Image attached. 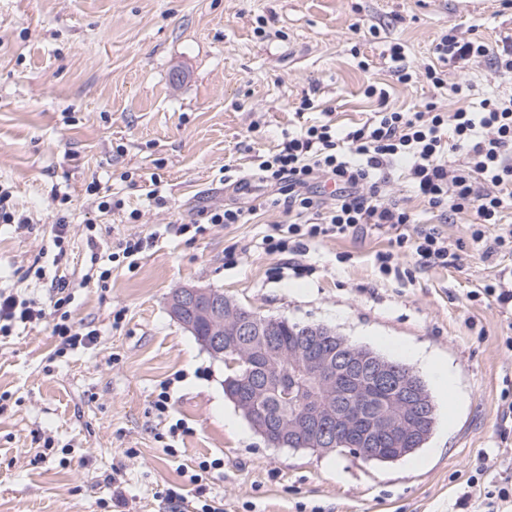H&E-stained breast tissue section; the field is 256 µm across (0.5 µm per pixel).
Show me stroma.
I'll use <instances>...</instances> for the list:
<instances>
[{"mask_svg": "<svg viewBox=\"0 0 512 512\" xmlns=\"http://www.w3.org/2000/svg\"><path fill=\"white\" fill-rule=\"evenodd\" d=\"M455 25L499 46L512 38V6L0 0V185L31 219L24 229L0 224V289L47 307L54 276L66 277L74 325L99 331L96 343L61 356L45 322L0 338V512H113L117 490L123 512H199L213 500L223 512H461L456 499L477 466L497 477L501 392L512 380L501 339L512 334V311L469 295L512 273V252L487 261L465 243L454 265L423 272L402 256L385 275L376 254L386 236H330L301 256L270 254L262 241L289 216L252 208L276 191L254 174L259 156L302 126L328 121L344 132L380 106L429 100L452 111L451 86L465 77L471 106L503 90L485 64H447L440 90L399 79L393 44L417 68ZM370 86L386 99L368 96ZM307 98L314 106L301 110ZM92 182L123 209L98 211L86 192ZM224 204L242 208L243 222L178 233ZM63 216L67 255L58 263L52 226ZM130 235L154 238L137 266L114 268L105 285L91 278V266L108 264ZM231 246L237 261L228 265ZM34 264L44 278L28 275ZM189 284L263 316L331 327L423 378L406 349L425 348L455 374L454 425L434 387L439 421L424 448L396 464L269 446L225 396L223 361L168 312L171 293ZM171 378L174 416L185 425L176 437L153 407ZM214 458L223 468L190 484L188 471ZM171 488L183 503L168 501Z\"/></svg>", "mask_w": 512, "mask_h": 512, "instance_id": "1", "label": "stroma"}]
</instances>
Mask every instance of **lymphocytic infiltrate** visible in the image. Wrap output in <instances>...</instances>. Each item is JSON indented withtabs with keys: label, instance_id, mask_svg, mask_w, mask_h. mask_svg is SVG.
Segmentation results:
<instances>
[{
	"label": "lymphocytic infiltrate",
	"instance_id": "lymphocytic-infiltrate-1",
	"mask_svg": "<svg viewBox=\"0 0 512 512\" xmlns=\"http://www.w3.org/2000/svg\"><path fill=\"white\" fill-rule=\"evenodd\" d=\"M433 54L435 63L423 72L432 89L444 87L442 66L448 62H484L512 82V44L498 49L452 27L436 40ZM399 162L405 163L406 178L427 209L469 218L468 239L484 259L512 250V224L504 220L512 209V90H505L483 100L476 111L445 112L430 101L415 112L381 109L341 136L324 123L285 139L257 165L260 180L278 191L260 206L283 209L296 220L273 225L263 240L266 251L285 254L307 240L369 229L389 238V251L377 256L382 273L391 271L399 254L417 256L423 270L457 262L460 243L436 226L417 223L404 200L392 195L387 173ZM328 181L335 186L332 193L314 191V184ZM55 291L47 312L1 289L0 336L49 314L60 351L94 344L97 329L77 328L70 320L66 283H57ZM501 466L498 479L491 481L484 468H477L462 487L458 506L512 512V451L505 452Z\"/></svg>",
	"mask_w": 512,
	"mask_h": 512
}]
</instances>
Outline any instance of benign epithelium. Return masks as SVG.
<instances>
[{"label": "benign epithelium", "instance_id": "obj_1", "mask_svg": "<svg viewBox=\"0 0 512 512\" xmlns=\"http://www.w3.org/2000/svg\"><path fill=\"white\" fill-rule=\"evenodd\" d=\"M169 312L188 331L194 333L204 323L209 328L206 348L219 359L233 358L235 363L252 366L263 364L261 395L275 394L298 403V410L288 420H270L259 413L257 400L234 396L253 428L269 444L280 447L300 442L318 452L334 447L341 432H352V423L360 417L358 404L339 407L338 375L362 366L373 369L375 387L397 390L387 406L371 415L368 433L357 439V452L369 453L371 436H382L394 446H402L416 414H430L433 404L424 385L411 370L394 367L386 358L369 348L353 346L335 330L323 325L310 326L311 341L287 348L274 335L283 323L281 318L254 319L242 315L224 294L214 288L185 285L170 298ZM327 337L336 344L331 352H320L314 340ZM288 370H282L283 365Z\"/></svg>", "mask_w": 512, "mask_h": 512}]
</instances>
